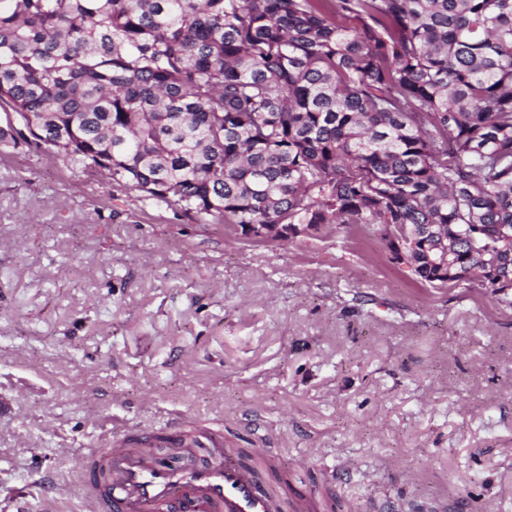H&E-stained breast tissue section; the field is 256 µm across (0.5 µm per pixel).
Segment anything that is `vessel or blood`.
Segmentation results:
<instances>
[{"mask_svg":"<svg viewBox=\"0 0 512 512\" xmlns=\"http://www.w3.org/2000/svg\"><path fill=\"white\" fill-rule=\"evenodd\" d=\"M153 433L91 448L80 469L92 512H332L322 491L294 493L272 472V451L242 455L224 433L201 427L174 431L160 463Z\"/></svg>","mask_w":512,"mask_h":512,"instance_id":"vessel-or-blood-1","label":"vessel or blood"}]
</instances>
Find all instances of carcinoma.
I'll return each mask as SVG.
<instances>
[{
    "instance_id": "cac0c4a2",
    "label": "carcinoma",
    "mask_w": 512,
    "mask_h": 512,
    "mask_svg": "<svg viewBox=\"0 0 512 512\" xmlns=\"http://www.w3.org/2000/svg\"><path fill=\"white\" fill-rule=\"evenodd\" d=\"M0 109L1 148L204 224H357L512 289V0H0Z\"/></svg>"
}]
</instances>
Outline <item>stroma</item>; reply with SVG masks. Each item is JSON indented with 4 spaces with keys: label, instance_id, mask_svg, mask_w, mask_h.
Returning <instances> with one entry per match:
<instances>
[{
    "label": "stroma",
    "instance_id": "obj_1",
    "mask_svg": "<svg viewBox=\"0 0 512 512\" xmlns=\"http://www.w3.org/2000/svg\"><path fill=\"white\" fill-rule=\"evenodd\" d=\"M180 416L353 512H512V305L351 224L249 240L1 150L0 512H90L87 449Z\"/></svg>",
    "mask_w": 512,
    "mask_h": 512
}]
</instances>
